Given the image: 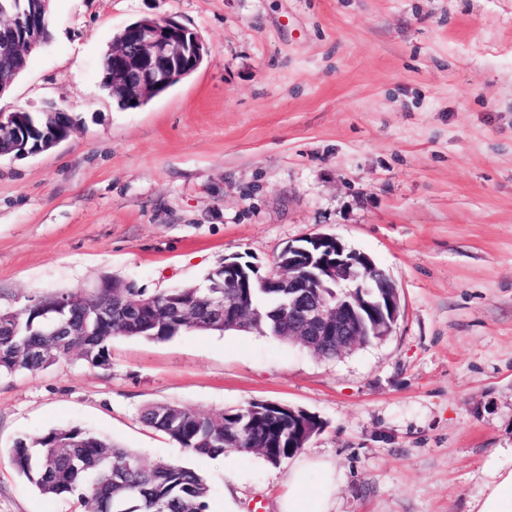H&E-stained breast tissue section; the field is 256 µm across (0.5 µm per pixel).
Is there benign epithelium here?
<instances>
[{
    "label": "benign epithelium",
    "instance_id": "1",
    "mask_svg": "<svg viewBox=\"0 0 512 512\" xmlns=\"http://www.w3.org/2000/svg\"><path fill=\"white\" fill-rule=\"evenodd\" d=\"M48 0H18L16 10L0 20V57H29L43 43L41 33L47 23ZM112 74L108 77L112 97L132 101L139 107L196 71L207 48L197 33L172 20L145 17L122 29L112 41ZM31 112L20 109L0 113V138L17 137L14 156L26 157L46 151L66 140L50 134L32 146L20 137ZM314 247L327 252L324 259L294 244L283 248L288 260L282 261L265 276H257L260 286L288 289L283 317L288 319V339L313 349L333 346L341 355L362 344L365 336H388L401 314L400 293L396 285L366 254L348 251L334 236L316 234L308 238ZM343 289L349 299L336 297L332 303L324 296L330 286ZM124 284L103 280L79 296L56 297L50 304L33 301L43 312L40 336H86L87 326L64 317V311L90 306L96 300V312L109 317L108 296ZM215 316L239 330H253L260 321L257 311L240 310V298H229L217 290L201 299Z\"/></svg>",
    "mask_w": 512,
    "mask_h": 512
}]
</instances>
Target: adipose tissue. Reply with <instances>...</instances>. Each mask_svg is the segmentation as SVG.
Wrapping results in <instances>:
<instances>
[{
	"mask_svg": "<svg viewBox=\"0 0 512 512\" xmlns=\"http://www.w3.org/2000/svg\"><path fill=\"white\" fill-rule=\"evenodd\" d=\"M339 476L323 459L301 456L288 471V492L278 501V512H336Z\"/></svg>",
	"mask_w": 512,
	"mask_h": 512,
	"instance_id": "adipose-tissue-1",
	"label": "adipose tissue"
}]
</instances>
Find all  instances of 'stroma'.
Returning <instances> with one entry per match:
<instances>
[{
  "label": "stroma",
  "instance_id": "1",
  "mask_svg": "<svg viewBox=\"0 0 512 512\" xmlns=\"http://www.w3.org/2000/svg\"><path fill=\"white\" fill-rule=\"evenodd\" d=\"M50 39L0 113L55 103L79 130L0 157V312L104 278L135 299L201 285L233 254L269 271L316 234L368 254L402 312L338 358L270 335L121 337L112 363L0 377V512H80L11 461L81 428L176 461L224 512H277L293 464L188 454L142 409L269 401L323 423L304 447L340 475L337 512H470L512 469V0H51ZM172 19L202 66L136 109L101 86L112 39Z\"/></svg>",
  "mask_w": 512,
  "mask_h": 512
}]
</instances>
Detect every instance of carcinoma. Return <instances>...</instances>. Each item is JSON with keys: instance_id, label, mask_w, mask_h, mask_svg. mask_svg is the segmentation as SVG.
Here are the masks:
<instances>
[{"instance_id": "carcinoma-1", "label": "carcinoma", "mask_w": 512, "mask_h": 512, "mask_svg": "<svg viewBox=\"0 0 512 512\" xmlns=\"http://www.w3.org/2000/svg\"><path fill=\"white\" fill-rule=\"evenodd\" d=\"M190 288L131 299L133 290L118 288L112 303V321L96 319L94 311L83 309L76 317L88 329L86 336H39L34 312L15 314L17 335L7 336L0 328V376L20 371L46 369L61 360L81 359L94 367L112 363V340L144 337L170 339L186 323L165 314L167 301L186 296ZM247 304L265 313L264 333L288 338V326L275 320L274 310L282 302V288L242 289ZM57 341L56 359L36 357L23 349ZM142 421L196 456L216 458L229 448L262 456L272 465L301 450L296 429L288 426L286 415L258 414L249 407L203 413L177 405H149ZM12 463L18 473L40 492L74 498L90 512H207L210 488L195 471L175 462L148 464L127 448L79 428H56L35 439H20L12 449Z\"/></svg>"}]
</instances>
